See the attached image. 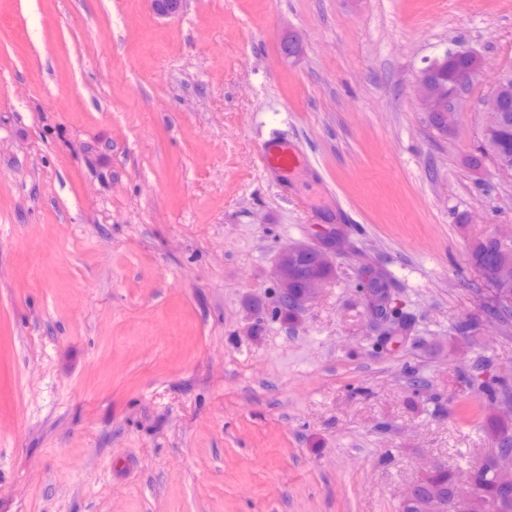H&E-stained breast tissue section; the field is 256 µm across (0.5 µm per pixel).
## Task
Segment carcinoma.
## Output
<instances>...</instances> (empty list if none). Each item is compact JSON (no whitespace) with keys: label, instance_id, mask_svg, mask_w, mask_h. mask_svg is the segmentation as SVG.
<instances>
[{"label":"carcinoma","instance_id":"obj_1","mask_svg":"<svg viewBox=\"0 0 512 512\" xmlns=\"http://www.w3.org/2000/svg\"><path fill=\"white\" fill-rule=\"evenodd\" d=\"M482 152L496 156V166L512 171V100L506 111L487 114L482 128ZM470 267L491 287L494 294L512 302V242L487 237L474 238L467 247ZM486 433L512 451V422L496 416L487 418ZM476 504L460 503V490L453 472L437 468L410 486L402 512H512V481L497 472L476 466L472 470Z\"/></svg>","mask_w":512,"mask_h":512}]
</instances>
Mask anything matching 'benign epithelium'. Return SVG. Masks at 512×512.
Wrapping results in <instances>:
<instances>
[{"label": "benign epithelium", "instance_id": "7a95c632", "mask_svg": "<svg viewBox=\"0 0 512 512\" xmlns=\"http://www.w3.org/2000/svg\"><path fill=\"white\" fill-rule=\"evenodd\" d=\"M464 58L469 62L465 72L457 77L456 86L452 87L445 81L450 63L455 58ZM482 67L481 58L470 52L450 51L434 60L420 75L419 90L423 109L429 117L434 119V126L443 134H448L452 129L455 119V100L464 91V87L475 78ZM512 98V82L501 79L498 81L488 103V111L501 112L505 101ZM304 256L310 266H331L333 261L327 248L319 245L294 244L282 249L275 261V276L277 286L278 307L292 306L299 311L313 299L319 288L327 279L312 273L306 280L305 291L302 297L295 301L289 294V288L293 287L295 270L291 267L290 259L296 256ZM368 306L373 319L378 323H385L386 319L393 317L396 310L392 308L390 291L378 293L367 290ZM480 465L490 468L498 473H505L512 468V455L502 453L499 448H492L482 458Z\"/></svg>", "mask_w": 512, "mask_h": 512}]
</instances>
